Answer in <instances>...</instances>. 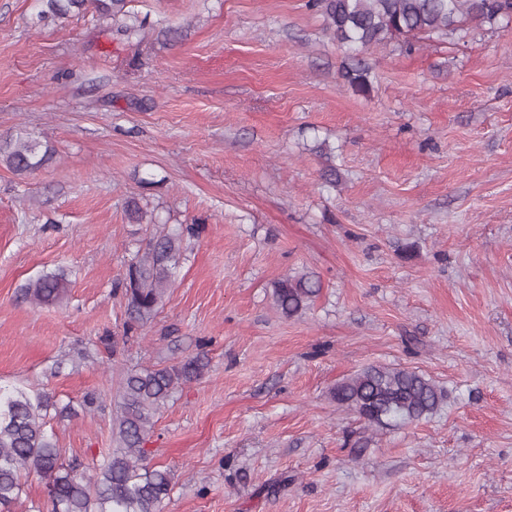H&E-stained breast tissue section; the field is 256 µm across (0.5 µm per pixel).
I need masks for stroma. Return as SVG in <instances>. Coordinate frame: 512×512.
I'll list each match as a JSON object with an SVG mask.
<instances>
[{
	"label": "stroma",
	"instance_id": "obj_1",
	"mask_svg": "<svg viewBox=\"0 0 512 512\" xmlns=\"http://www.w3.org/2000/svg\"><path fill=\"white\" fill-rule=\"evenodd\" d=\"M129 9L130 40L0 0V139L56 151L25 178L0 162V389L49 393L46 432L93 475L127 371L204 354L146 443L161 512H512V25L369 50L362 96L307 0ZM181 224L173 286L126 330L130 260ZM57 269L62 302L23 298ZM303 270L321 291L285 318L274 285ZM369 365L448 401L368 426L332 392Z\"/></svg>",
	"mask_w": 512,
	"mask_h": 512
}]
</instances>
